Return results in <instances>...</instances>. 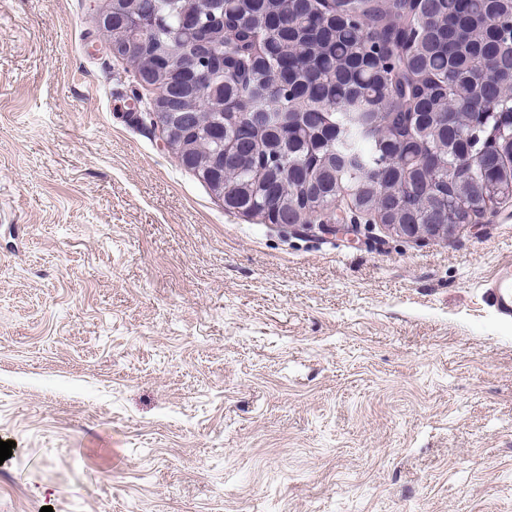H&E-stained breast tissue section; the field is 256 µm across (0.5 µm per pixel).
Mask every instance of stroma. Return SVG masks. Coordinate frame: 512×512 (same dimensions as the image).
Returning a JSON list of instances; mask_svg holds the SVG:
<instances>
[{
	"label": "stroma",
	"mask_w": 512,
	"mask_h": 512,
	"mask_svg": "<svg viewBox=\"0 0 512 512\" xmlns=\"http://www.w3.org/2000/svg\"><path fill=\"white\" fill-rule=\"evenodd\" d=\"M108 0H0V512H512V199L444 239L228 211ZM169 99H170L169 102L166 100L162 103V109L164 111H167L170 113V116H169L170 124L168 127L162 126V125H160V123H158L157 112H148V113H150V114H148V116H149V118H151V121L154 124H156L157 126H159L161 128L164 145L168 149H170L174 152H179V153H181V152L176 150L177 146H179L178 148H180V149H185V150L193 149L194 150L195 149L194 144H184L183 142H181L179 145H177V144L172 143L173 136L171 135V133H172V130H174V126L177 125V120L179 119V115H178V113H176L177 109L174 107V101L177 100V97L171 96V97H169ZM496 312L512 318V263L500 265L488 286Z\"/></svg>",
	"instance_id": "stroma-1"
}]
</instances>
